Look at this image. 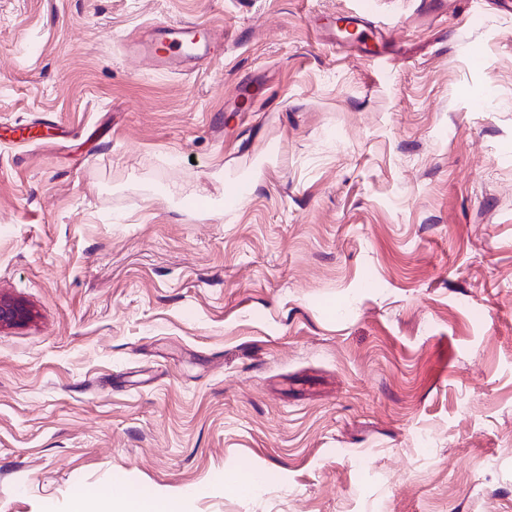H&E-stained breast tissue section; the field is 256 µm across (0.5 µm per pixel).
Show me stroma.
Masks as SVG:
<instances>
[{
    "label": "stroma",
    "mask_w": 512,
    "mask_h": 512,
    "mask_svg": "<svg viewBox=\"0 0 512 512\" xmlns=\"http://www.w3.org/2000/svg\"><path fill=\"white\" fill-rule=\"evenodd\" d=\"M0 295V512H512V0H0ZM154 33V38L145 45L144 51L158 61L169 64H180L184 57L207 54L216 40V31L212 26L168 23L160 25ZM187 44H195L190 55L183 52ZM33 317V310L25 303L14 299L0 298V327L24 325ZM72 497L71 512H183L179 498H145L114 489L112 494L102 492L96 496L77 489Z\"/></svg>",
    "instance_id": "35a3bbf8"
}]
</instances>
